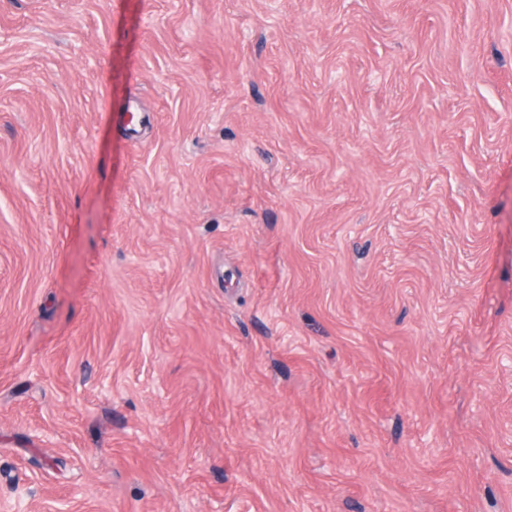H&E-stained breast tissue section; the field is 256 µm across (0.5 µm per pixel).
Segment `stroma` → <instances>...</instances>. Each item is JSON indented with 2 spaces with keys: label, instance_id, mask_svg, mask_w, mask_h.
<instances>
[{
  "label": "stroma",
  "instance_id": "1",
  "mask_svg": "<svg viewBox=\"0 0 512 512\" xmlns=\"http://www.w3.org/2000/svg\"><path fill=\"white\" fill-rule=\"evenodd\" d=\"M0 512H512V0H0Z\"/></svg>",
  "mask_w": 512,
  "mask_h": 512
}]
</instances>
